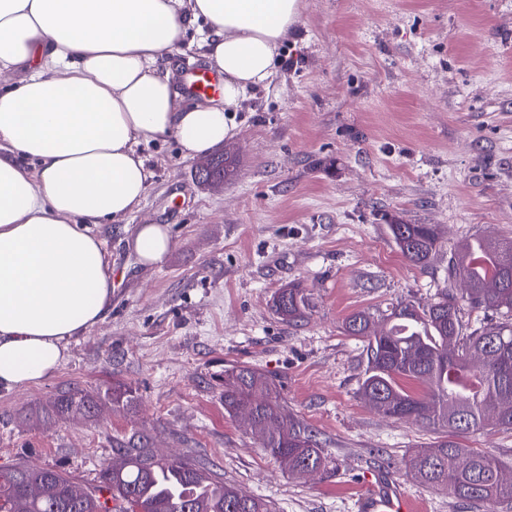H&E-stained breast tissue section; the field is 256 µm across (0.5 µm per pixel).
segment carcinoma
I'll list each match as a JSON object with an SVG mask.
<instances>
[{"mask_svg": "<svg viewBox=\"0 0 512 512\" xmlns=\"http://www.w3.org/2000/svg\"><path fill=\"white\" fill-rule=\"evenodd\" d=\"M387 231L412 264L427 266L437 251L431 224L391 221ZM463 284L461 292L451 284ZM448 284L422 309L398 303L374 317L357 312L344 330L364 339L367 367L360 394L376 412L414 421L435 437L415 449L408 469L424 485L461 502H512V471L488 451L464 448L456 438L475 431L512 430V237L473 238L448 257ZM310 307L306 289L289 286L273 301L291 325ZM483 310L495 321L471 328L464 308ZM417 381L422 396L405 386ZM93 398L80 391L59 396L60 418L92 417ZM224 410L247 423L266 454L290 474L325 467L326 456L302 421L286 413L273 381L257 369L224 371ZM112 465L98 484L84 487L67 473L19 463L0 470V512H112L101 503L110 495L120 512H274L270 502L224 481L206 463L168 456L143 435L117 440Z\"/></svg>", "mask_w": 512, "mask_h": 512, "instance_id": "cac0c4a2", "label": "carcinoma"}]
</instances>
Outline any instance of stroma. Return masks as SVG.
<instances>
[{
    "mask_svg": "<svg viewBox=\"0 0 512 512\" xmlns=\"http://www.w3.org/2000/svg\"><path fill=\"white\" fill-rule=\"evenodd\" d=\"M282 57L273 83L235 114L223 151L237 174L223 187L199 185L197 158L175 139L139 145L153 173L144 204L98 227L112 309L54 375L0 389V468L55 467L91 487L113 440L137 431L277 512H356L362 480L382 470L419 512H488L408 471L409 453L432 434L365 405L364 343L343 323L400 301L429 305L466 238L512 237V0H302ZM391 218L436 227L429 266L401 255ZM145 223L173 237L157 267L127 245ZM291 283L312 294L297 326L271 309ZM236 364L280 385L326 470L284 472L225 413L224 371ZM116 384L132 389L131 406L108 401ZM68 389L99 396L97 415L46 416Z\"/></svg>",
    "mask_w": 512,
    "mask_h": 512,
    "instance_id": "obj_1",
    "label": "stroma"
}]
</instances>
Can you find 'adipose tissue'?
Returning a JSON list of instances; mask_svg holds the SVG:
<instances>
[{
  "instance_id": "ef3b65f1",
  "label": "adipose tissue",
  "mask_w": 512,
  "mask_h": 512,
  "mask_svg": "<svg viewBox=\"0 0 512 512\" xmlns=\"http://www.w3.org/2000/svg\"><path fill=\"white\" fill-rule=\"evenodd\" d=\"M301 0H0V388L54 373L112 307L97 225L139 209L151 172L136 147L175 139L187 156L233 139V112L266 86ZM224 76V100L190 105L166 62L188 32ZM160 265L172 237L130 241Z\"/></svg>"
}]
</instances>
